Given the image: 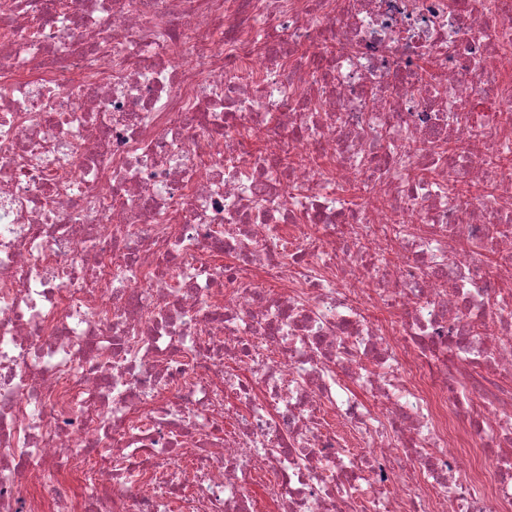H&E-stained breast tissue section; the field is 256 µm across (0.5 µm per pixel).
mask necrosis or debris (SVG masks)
<instances>
[{"label": "necrosis or debris", "instance_id": "1", "mask_svg": "<svg viewBox=\"0 0 512 512\" xmlns=\"http://www.w3.org/2000/svg\"><path fill=\"white\" fill-rule=\"evenodd\" d=\"M260 504L512 506V0H0V512Z\"/></svg>", "mask_w": 512, "mask_h": 512}]
</instances>
